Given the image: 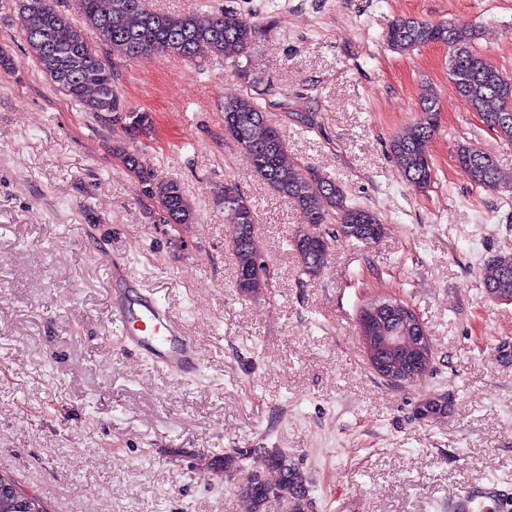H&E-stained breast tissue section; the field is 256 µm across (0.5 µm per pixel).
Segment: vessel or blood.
<instances>
[{
    "label": "vessel or blood",
    "instance_id": "obj_1",
    "mask_svg": "<svg viewBox=\"0 0 512 512\" xmlns=\"http://www.w3.org/2000/svg\"><path fill=\"white\" fill-rule=\"evenodd\" d=\"M111 281V321L125 343L170 375L180 377L202 364L191 336L163 304L142 293L118 262H106ZM497 485L466 487L448 496V512H504Z\"/></svg>",
    "mask_w": 512,
    "mask_h": 512
}]
</instances>
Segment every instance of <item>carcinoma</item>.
<instances>
[{
  "mask_svg": "<svg viewBox=\"0 0 512 512\" xmlns=\"http://www.w3.org/2000/svg\"><path fill=\"white\" fill-rule=\"evenodd\" d=\"M88 25L100 39L128 59L149 53H167L188 60L244 55L260 34V27L237 9L198 12H157L145 8L143 0H78ZM23 17L24 39L44 74L71 100L88 112L99 114L101 104L112 101V121H121L132 136L152 127L147 112L128 111L116 86L112 69L100 58L68 16L50 7V0H18ZM472 33L451 25L434 24L415 17L396 20L387 33V44L396 52H410L428 44L448 46L449 77L455 91L469 101L482 122L502 141L512 145V79L475 49ZM422 118L395 137L391 154L405 180L413 187L430 185L433 166L425 147L438 127L437 96L428 91L420 98ZM224 135L243 150L254 175L276 196L288 200L299 212L302 223L319 230L336 221L333 231L293 240L301 261V274L317 276L336 238L369 243L380 238L385 226L365 208L349 205L342 189L310 167L285 162V139L249 95L224 102ZM127 169L136 173L142 194L156 206L170 211L179 224L195 218L193 207L180 183L164 179L143 167L137 154L118 150ZM457 160L467 179L482 188H498L504 181L496 160L467 144L458 146ZM224 214L235 227V282L246 280L245 292L259 293L257 285L267 280L265 269L254 263L256 254L269 263L255 237L256 209L235 183H224ZM482 284L491 299L512 296V252H503L482 269ZM447 401L422 403L419 415L436 418L446 413ZM248 451L232 449L211 463L226 476L240 468ZM267 467L274 480L253 478L241 493L249 502L248 512H265L272 501L287 503L289 512L307 509V478L288 454L278 448L267 452Z\"/></svg>",
  "mask_w": 512,
  "mask_h": 512,
  "instance_id": "obj_1",
  "label": "carcinoma"
}]
</instances>
